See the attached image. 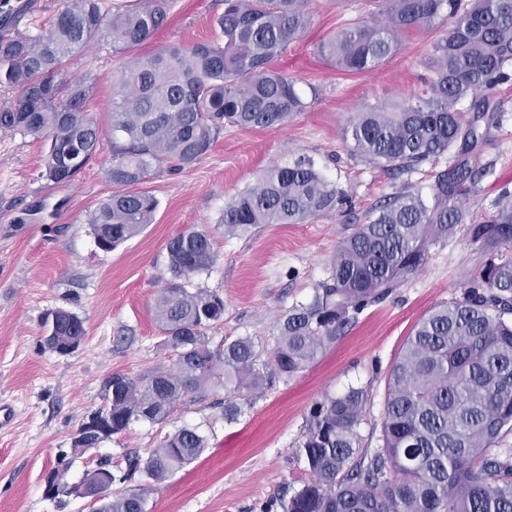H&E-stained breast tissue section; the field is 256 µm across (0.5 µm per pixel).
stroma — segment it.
Returning a JSON list of instances; mask_svg holds the SVG:
<instances>
[{
  "instance_id": "stroma-1",
  "label": "stroma",
  "mask_w": 512,
  "mask_h": 512,
  "mask_svg": "<svg viewBox=\"0 0 512 512\" xmlns=\"http://www.w3.org/2000/svg\"><path fill=\"white\" fill-rule=\"evenodd\" d=\"M64 0H0L8 33H35ZM222 0H172L170 20L140 47L113 54L109 39L79 52L71 74L88 79L90 115L102 129L112 123V85L120 68L164 46L212 38ZM306 32L275 58L272 70L293 77L309 100L281 129L223 127L211 151L193 166L161 172L140 183L158 207L154 221L115 250H101L89 216L112 194V139L66 184L42 175L43 140L0 130V403L12 423L0 430V512H89L81 498L63 510L43 495L45 472L69 454L74 434L102 406L104 386L116 372L137 380L169 361L153 313L154 301L172 279L167 242L196 227L212 239L216 260L191 285L224 298V318L207 331L211 347L248 336L260 364L277 345L278 321L296 303L310 302L329 276L340 241L366 223L402 188L429 191L451 154L398 175L351 155L344 129L358 112L393 105L420 91L431 76L434 43L447 26L412 28L398 36L396 52L374 70L346 72L319 56L325 39L354 22L378 19L375 0H312ZM497 95L506 111L485 125L483 161L491 174L458 196L467 222L493 210L502 189L512 190V81ZM311 161L346 200L305 224H261L224 230L226 201L255 184L269 166ZM485 260L465 224L428 248L425 265L385 301L365 308L317 358L292 378H274L259 394L212 390L187 394L160 424L136 421L128 432L74 459L67 478L79 482L99 460L120 462L127 453L147 456L161 438L184 426L199 427L206 451L169 478L150 485L148 512H282L307 478L295 449L309 412L324 395L348 386L371 396L363 445L375 447L390 368L414 325L440 303L461 296ZM64 309L84 322L86 336L61 355L44 344L47 312ZM233 401L236 419L224 418Z\"/></svg>"
}]
</instances>
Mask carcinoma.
I'll return each instance as SVG.
<instances>
[{"label": "carcinoma", "instance_id": "obj_1", "mask_svg": "<svg viewBox=\"0 0 512 512\" xmlns=\"http://www.w3.org/2000/svg\"><path fill=\"white\" fill-rule=\"evenodd\" d=\"M385 21L352 23L318 47L337 68L374 69L397 47L399 33L451 21L434 47L427 90L393 107L374 105L346 128L355 156L405 172L435 161L457 142L463 158L435 176L432 200L403 191L372 212L346 237L330 275L308 304L288 309L279 321L272 374L290 378L309 366L355 315L391 294L419 271L433 242L447 239L465 221L452 200L464 183L486 172L484 134L477 122L503 111L497 87L512 79V0H376ZM310 0H224L218 34L189 46H171L123 67L112 94V167L116 190L91 214L96 244L105 251L152 223L155 197L132 186L154 173L179 171L212 148L223 125L278 129L307 108L296 82L270 62L302 36ZM169 0H125L112 10L102 0H64L38 34H0V86L18 90L0 109V129L49 141L45 177L71 181L97 151L104 132L87 113L91 87L69 73L71 59L101 37L112 52L148 40L168 21ZM481 93L470 121L457 105ZM342 192L299 160L272 166L257 182L224 204V230L258 224H304L336 208ZM487 255L462 297L434 307L405 340L387 378L378 446H362L369 394L349 387L311 409L296 453L309 471L282 512H512V192L494 211L467 227ZM174 281L154 303V318L175 359L139 381L116 372L104 404L78 429L71 454L78 457L132 422H164L190 392L230 388L255 393L269 374L257 367L248 337L209 346L207 329L224 317V299L191 291L184 281L210 270L215 255L204 230L187 229L167 243ZM45 345L56 352L79 346L83 321L56 309L46 314ZM207 448L196 427L164 436L142 458H125L123 473L100 461L83 479L111 486L145 477L161 482L194 462ZM48 500L70 497L68 465L55 468ZM148 484L111 491L90 512H147Z\"/></svg>", "mask_w": 512, "mask_h": 512}]
</instances>
